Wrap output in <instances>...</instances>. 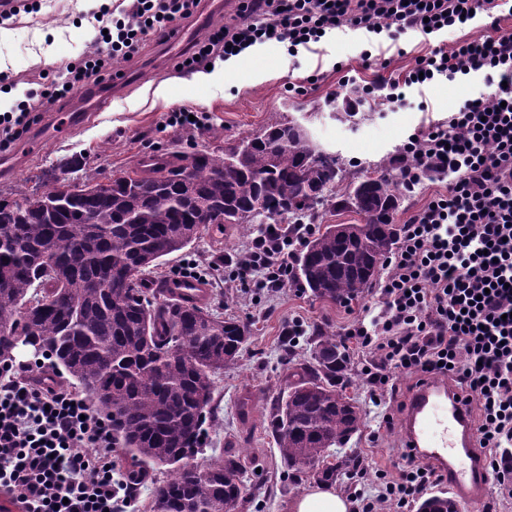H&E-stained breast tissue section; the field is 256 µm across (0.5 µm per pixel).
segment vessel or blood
<instances>
[{
  "instance_id": "b4317fda",
  "label": "vessel or blood",
  "mask_w": 512,
  "mask_h": 512,
  "mask_svg": "<svg viewBox=\"0 0 512 512\" xmlns=\"http://www.w3.org/2000/svg\"><path fill=\"white\" fill-rule=\"evenodd\" d=\"M158 288L173 298L207 299L202 280L172 276ZM406 447L431 462L441 475V485L454 498L471 502L489 491V476L477 449L469 409L446 382L429 380L414 388L400 419Z\"/></svg>"
}]
</instances>
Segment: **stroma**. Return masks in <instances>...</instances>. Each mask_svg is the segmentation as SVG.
Segmentation results:
<instances>
[{"mask_svg": "<svg viewBox=\"0 0 512 512\" xmlns=\"http://www.w3.org/2000/svg\"><path fill=\"white\" fill-rule=\"evenodd\" d=\"M103 4L117 13L130 2L40 0L38 11L23 12L6 21L11 36L0 43V71L12 76L14 84L0 88V113L28 98L44 100L54 84L64 79V64L81 57L98 38V24L91 13ZM490 31L489 18L480 14L461 30L427 39L412 33L402 35L403 55L392 56L379 74H399L432 47ZM367 47L365 36L358 32L328 34L315 51L302 50L294 57L283 46L265 44L257 54L237 57V71L224 81L198 83L191 73L173 69V50L149 43L135 62H115V69L125 73L121 84L108 77L98 84V91L107 96L104 108L68 123L74 101L85 94L78 88L62 109L45 113L13 147L18 170L14 177L0 179V194L45 188L61 173L69 178L82 172L104 178L114 171L133 169L159 146L215 150L288 119L304 126L314 144L336 154L353 174L391 159L424 119H447L464 101L488 90L483 75L476 73L435 83L422 94L406 89L400 105L350 106L343 100L344 79L369 81L376 74L362 66L360 53ZM312 75L317 76V83L307 84ZM162 81L168 94L159 99L153 90ZM424 100L430 104L426 113L419 109ZM178 108L208 113L210 129L199 134L161 130L167 113ZM251 238V233L236 226L221 229L206 224L188 254L235 257ZM375 300L371 292L342 304L315 298L307 290L273 296L253 282L245 288L221 281L211 284L209 308L248 325L250 335L238 362L215 378L213 415L205 423L203 450L193 462L204 467L222 460L225 449L239 452L246 497L238 512H290L291 502L302 492L301 487L284 481V465L266 422L269 408L288 378L283 346L286 327L295 319L302 322L304 332L295 344L302 357L309 353L312 334L340 330L359 319L364 307ZM350 394L360 408L362 425L346 451L358 456L364 474L336 480V489L349 496L362 485L375 483L378 472L397 474L402 446L397 428L380 426V411L371 401L367 384L358 383Z\"/></svg>", "mask_w": 512, "mask_h": 512, "instance_id": "obj_1", "label": "stroma"}]
</instances>
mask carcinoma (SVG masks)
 <instances>
[{"mask_svg": "<svg viewBox=\"0 0 512 512\" xmlns=\"http://www.w3.org/2000/svg\"><path fill=\"white\" fill-rule=\"evenodd\" d=\"M229 167L232 173H214ZM339 158L318 148L294 121L270 124L219 152H172L150 168L115 173L108 182L86 174L54 194L0 195V361L14 358L15 337L52 359L88 399L112 417L115 444L129 456L127 481L166 465L153 512H237L242 464L230 449L202 469L188 464L203 444L215 376L236 364L247 328L147 287L146 272L185 251L203 217L212 224L316 219L330 203L360 217L349 233L320 224L306 242L295 276L330 301L364 296L395 242L394 214L403 192L383 166L342 187ZM297 359L287 392L277 397L268 427L291 477L334 482L356 466L341 447L361 427L347 389L356 385L334 331L311 339ZM419 512H457L449 498L425 500Z\"/></svg>", "mask_w": 512, "mask_h": 512, "instance_id": "1", "label": "carcinoma"}]
</instances>
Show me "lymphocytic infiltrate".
I'll return each mask as SVG.
<instances>
[{"instance_id":"f902f5d3","label":"lymphocytic infiltrate","mask_w":512,"mask_h":512,"mask_svg":"<svg viewBox=\"0 0 512 512\" xmlns=\"http://www.w3.org/2000/svg\"><path fill=\"white\" fill-rule=\"evenodd\" d=\"M200 0H134L113 18L107 35L66 68L51 101L70 88L100 83L112 60L138 57L148 43L173 34ZM499 0H236L232 23L210 27L174 65L206 68L215 59L267 43L289 55L311 49L334 31L384 34L397 44L408 32L465 27L472 13L493 14ZM484 74L491 93L467 99L447 123L419 128L393 158L407 191L441 179L402 224L382 264L378 299L339 332L345 348L369 360L364 379L372 401L385 404L397 376L415 382L444 379L470 406L478 445L499 493L512 498V29L435 47L398 76L352 84L358 101L395 104L415 80L429 85ZM43 118L35 104L0 113V152ZM311 224L262 230L232 271L203 259L179 272L198 279L257 282L270 293L294 284L293 261L314 232ZM29 365L0 363V496L18 512H124L134 488L117 478L112 420L82 393L48 384ZM398 475L383 477L362 512L394 505L413 512L417 499L439 486L437 471L405 451Z\"/></svg>"}]
</instances>
